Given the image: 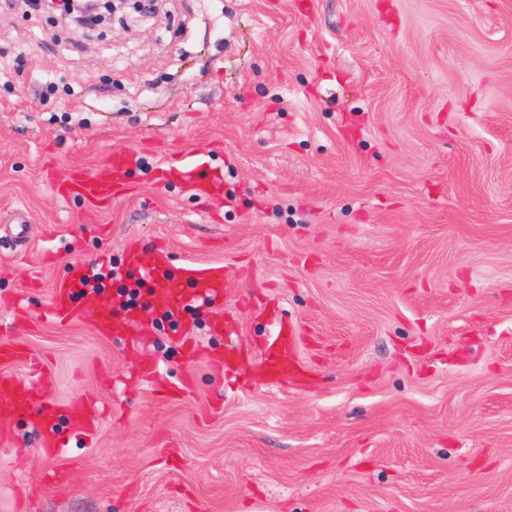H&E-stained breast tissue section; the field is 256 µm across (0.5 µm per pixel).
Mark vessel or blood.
<instances>
[{"mask_svg":"<svg viewBox=\"0 0 512 512\" xmlns=\"http://www.w3.org/2000/svg\"><path fill=\"white\" fill-rule=\"evenodd\" d=\"M134 164L133 152H113L108 163L99 170L86 171L72 168L63 172L48 168L47 178L53 192L63 200L81 199L94 206H104L112 198L129 189L126 174ZM168 170L173 171L196 195L208 198L222 192V170L209 166L204 157L195 153L171 155L166 159ZM128 261L153 284L158 297L169 299L173 306L188 301H202L212 305L224 302L229 274L224 268L203 264H188L181 268L178 277L170 275V254L166 247L158 246L145 252L132 247ZM88 264L73 265L65 284L58 288L49 310V321L70 319L74 311L68 303L70 295L85 289L89 275ZM95 327L104 336H138L143 328L139 319H130L121 326L114 325L106 305H98ZM298 331L292 322H278L271 338L260 350L259 359L270 381L295 371L298 361ZM32 417L36 423L39 444L48 454H57L64 441L58 428L60 415H67L78 429L90 432L100 427L102 413L86 401L61 404L38 393L28 382L9 373H0V420L16 415Z\"/></svg>","mask_w":512,"mask_h":512,"instance_id":"1","label":"vessel or blood"}]
</instances>
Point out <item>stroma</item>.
Returning <instances> with one entry per match:
<instances>
[{
	"mask_svg": "<svg viewBox=\"0 0 512 512\" xmlns=\"http://www.w3.org/2000/svg\"><path fill=\"white\" fill-rule=\"evenodd\" d=\"M116 150L142 165L106 206L47 183ZM180 152L226 197L157 179ZM17 212L0 341L104 419L62 424L53 457L30 418L0 422V512H512V0H159L89 33L0 0V218ZM159 242L173 269L228 270L234 333L200 303L165 319L126 260ZM75 262L124 275L47 321ZM136 282L134 348L97 333L95 305L125 320ZM280 320L307 376L267 385ZM143 355L189 393L132 376Z\"/></svg>",
	"mask_w": 512,
	"mask_h": 512,
	"instance_id": "35a3bbf8",
	"label": "stroma"
}]
</instances>
